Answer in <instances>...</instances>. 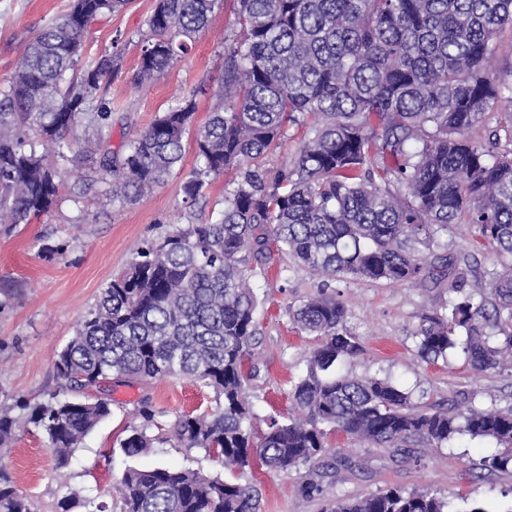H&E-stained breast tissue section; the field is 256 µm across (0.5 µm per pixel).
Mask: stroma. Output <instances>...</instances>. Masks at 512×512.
<instances>
[{
  "label": "stroma",
  "mask_w": 512,
  "mask_h": 512,
  "mask_svg": "<svg viewBox=\"0 0 512 512\" xmlns=\"http://www.w3.org/2000/svg\"><path fill=\"white\" fill-rule=\"evenodd\" d=\"M71 0H0V92L25 43L48 20L67 12ZM155 0H133L131 7L104 17L91 28L84 61L119 51L117 74L100 93L112 109V143L120 145L148 127L172 102L174 93L196 95L194 126H202L220 101L224 78V46L237 35V0H222L208 29L171 69L137 79L146 19ZM194 139H186L183 159L153 194L126 206L113 204L96 185L87 196L61 194L46 215L0 235V403L38 401L57 387L56 354L72 338L79 320L95 305L102 288L122 270L144 241L173 225L193 220L216 222L224 197L234 186L235 171L212 179L202 197L188 201L182 184L196 166ZM59 246V255L43 246ZM258 328L254 354L244 366L248 391L259 417L285 416L288 392L305 373L318 344L299 330L288 311L318 290L336 295L347 308V325L361 351L342 368L355 376L391 377L422 394L423 405L447 407L468 397L475 406H507L512 401V374L478 372L453 355L422 361L414 332L425 314L443 312L448 303L446 281L420 278L403 284L363 280L327 281L284 256L275 257L265 275L254 282ZM150 397L162 428L176 414L201 412L214 401L212 390L189 380L161 379L112 389V413L83 441L69 467L57 468L45 436L20 427L6 459L15 486L31 497L41 512H55L70 493L117 500L116 487L127 466L142 469L189 466L209 474L220 465L199 449L166 443L138 458H127L119 441L135 421L133 411ZM331 454L300 470L254 468L245 481L258 488L261 512H322L334 498H359L389 487L427 488L484 512H512V473L477 478L472 465L486 454L484 442L462 437L453 448H417L402 455L391 448L353 442L344 434L329 435ZM344 456H337V449ZM318 488L306 489V480Z\"/></svg>",
  "instance_id": "obj_1"
}]
</instances>
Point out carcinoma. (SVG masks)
I'll list each match as a JSON object with an SVG mask.
<instances>
[{
    "label": "carcinoma",
    "mask_w": 512,
    "mask_h": 512,
    "mask_svg": "<svg viewBox=\"0 0 512 512\" xmlns=\"http://www.w3.org/2000/svg\"><path fill=\"white\" fill-rule=\"evenodd\" d=\"M132 0H72L25 45L0 94V234L54 208L63 168L96 157L112 202L132 204L168 181L193 123V96L112 148V109L99 99L119 70L117 53L80 64L91 26ZM219 0H156L137 76L171 69L187 41L208 27ZM239 39L224 47L223 103L197 130L198 166L183 182L197 200L208 179L233 169L220 222L175 226L139 247L102 289L55 360L59 389L43 400L0 405V447L20 421L32 425L66 467L82 440L112 414L110 392L179 375L215 393L206 411L175 417L177 446L198 448L244 475L253 466L297 469L323 456L328 435L401 450L448 448L460 437L494 449L479 469L512 470V407L456 401L423 409L388 378L337 370L361 352L347 309L320 291L290 311L317 337L289 392L293 413L255 430L244 363L257 325L251 280L291 256L327 280L402 284L435 276L425 255L450 224L476 228L475 251L493 269L473 274L470 255L448 259V312L425 316L414 337L424 361L458 352L471 368L512 367V148L487 150L465 136L488 109L512 102V74L492 68L495 36L512 28V0H238ZM310 120L299 151L270 171L264 159L285 129ZM138 423L120 440L129 458L162 438L159 411L144 398ZM121 512H259L252 483L190 467L130 466L118 483ZM106 504L75 494L61 512ZM0 512H34L0 468ZM329 512H462L429 490L389 488L342 498Z\"/></svg>",
    "instance_id": "obj_1"
}]
</instances>
